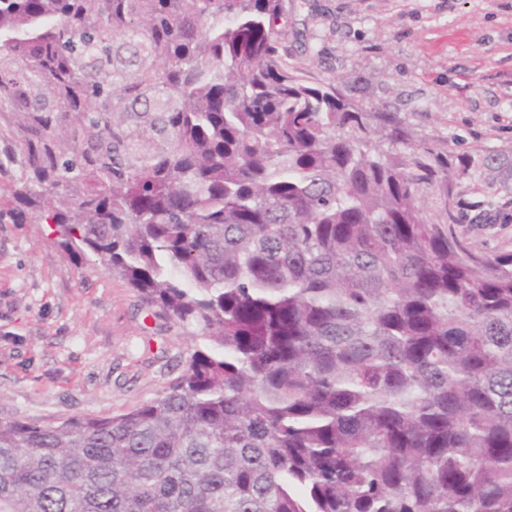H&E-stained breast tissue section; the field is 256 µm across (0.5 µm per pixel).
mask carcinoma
I'll use <instances>...</instances> for the list:
<instances>
[{
	"label": "carcinoma",
	"mask_w": 512,
	"mask_h": 512,
	"mask_svg": "<svg viewBox=\"0 0 512 512\" xmlns=\"http://www.w3.org/2000/svg\"><path fill=\"white\" fill-rule=\"evenodd\" d=\"M284 17L0 0V217L203 341L126 413L0 420V512H512V250L461 233L454 192L478 167L512 193V156L378 151Z\"/></svg>",
	"instance_id": "1"
}]
</instances>
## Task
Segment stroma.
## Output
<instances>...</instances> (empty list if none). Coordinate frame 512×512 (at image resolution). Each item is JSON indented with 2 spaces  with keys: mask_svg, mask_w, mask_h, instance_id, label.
I'll return each instance as SVG.
<instances>
[{
  "mask_svg": "<svg viewBox=\"0 0 512 512\" xmlns=\"http://www.w3.org/2000/svg\"><path fill=\"white\" fill-rule=\"evenodd\" d=\"M284 45L312 84L393 112L407 144L512 153V0H285ZM406 144V145H407ZM512 249V205L461 224ZM197 346L49 225L0 220V420L112 417L161 395Z\"/></svg>",
  "mask_w": 512,
  "mask_h": 512,
  "instance_id": "1",
  "label": "stroma"
}]
</instances>
